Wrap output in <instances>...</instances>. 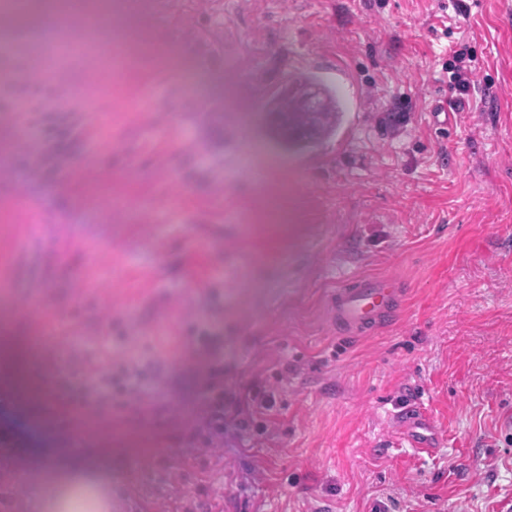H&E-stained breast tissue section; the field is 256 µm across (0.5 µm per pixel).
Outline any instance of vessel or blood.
Here are the masks:
<instances>
[{
	"instance_id": "obj_1",
	"label": "vessel or blood",
	"mask_w": 512,
	"mask_h": 512,
	"mask_svg": "<svg viewBox=\"0 0 512 512\" xmlns=\"http://www.w3.org/2000/svg\"><path fill=\"white\" fill-rule=\"evenodd\" d=\"M406 299L405 283L399 276L358 277L330 293L328 310L338 331L354 337L391 325Z\"/></svg>"
}]
</instances>
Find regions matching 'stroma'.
<instances>
[{"label":"stroma","mask_w":512,"mask_h":512,"mask_svg":"<svg viewBox=\"0 0 512 512\" xmlns=\"http://www.w3.org/2000/svg\"><path fill=\"white\" fill-rule=\"evenodd\" d=\"M82 0L67 22L0 12V86L35 44L96 18L143 35L112 76L47 88L96 99L66 177L26 182L0 112V407L24 449L112 452L134 512H512V0ZM475 58L437 124L448 45ZM342 65L337 134L288 153L264 134L282 77ZM401 276L402 319L347 338L329 293ZM209 329L221 343L197 342ZM151 394L120 408L125 352ZM224 386L277 390L275 418L188 445L216 358ZM111 367V400L79 392ZM287 379H280V372Z\"/></svg>","instance_id":"35a3bbf8"}]
</instances>
